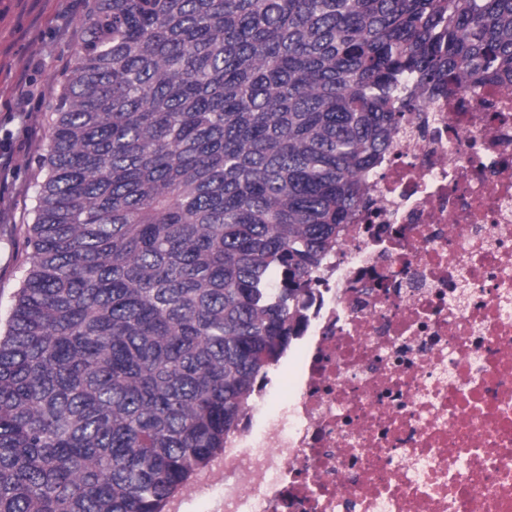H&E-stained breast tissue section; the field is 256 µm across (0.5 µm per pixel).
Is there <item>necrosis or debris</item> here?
Here are the masks:
<instances>
[{"instance_id":"4bbe7bcc","label":"necrosis or debris","mask_w":512,"mask_h":512,"mask_svg":"<svg viewBox=\"0 0 512 512\" xmlns=\"http://www.w3.org/2000/svg\"><path fill=\"white\" fill-rule=\"evenodd\" d=\"M368 184L224 512H512V82L425 97Z\"/></svg>"}]
</instances>
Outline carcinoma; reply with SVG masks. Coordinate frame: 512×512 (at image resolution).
I'll use <instances>...</instances> for the list:
<instances>
[{
	"label": "carcinoma",
	"instance_id": "carcinoma-1",
	"mask_svg": "<svg viewBox=\"0 0 512 512\" xmlns=\"http://www.w3.org/2000/svg\"><path fill=\"white\" fill-rule=\"evenodd\" d=\"M512 0H92L0 327V512H164L300 335L425 92Z\"/></svg>",
	"mask_w": 512,
	"mask_h": 512
}]
</instances>
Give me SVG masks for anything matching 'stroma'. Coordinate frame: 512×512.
<instances>
[{"label": "stroma", "mask_w": 512, "mask_h": 512, "mask_svg": "<svg viewBox=\"0 0 512 512\" xmlns=\"http://www.w3.org/2000/svg\"><path fill=\"white\" fill-rule=\"evenodd\" d=\"M89 0H0V320H5L26 261L38 159L47 143L48 115L64 74L75 63L80 22ZM39 68H32V61ZM28 84H20V75ZM224 459L216 457L168 502L167 512H224Z\"/></svg>", "instance_id": "1"}]
</instances>
